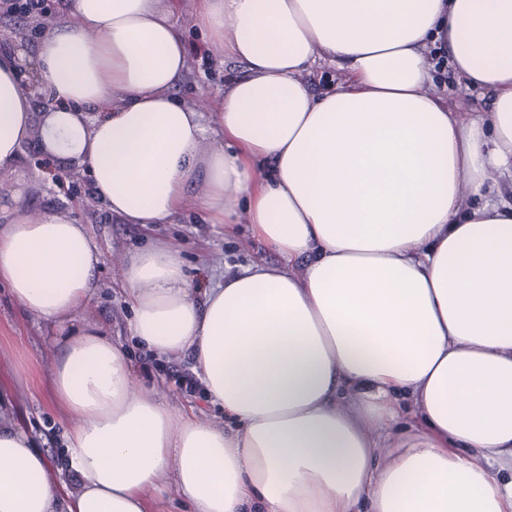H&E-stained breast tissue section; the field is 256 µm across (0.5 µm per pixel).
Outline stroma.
<instances>
[{
    "instance_id": "obj_1",
    "label": "stroma",
    "mask_w": 512,
    "mask_h": 512,
    "mask_svg": "<svg viewBox=\"0 0 512 512\" xmlns=\"http://www.w3.org/2000/svg\"><path fill=\"white\" fill-rule=\"evenodd\" d=\"M163 3L173 9L191 58L185 82L174 90L177 97L216 94L224 86L225 72L245 74L243 64L230 59L219 60L206 36L193 25L196 0H163ZM41 16H0V44H9L27 62H35V28ZM434 89L446 98L449 108L460 112H481L490 107L488 93L479 89L458 93L455 76L442 71L434 75ZM25 164L35 173L24 194L25 205L47 213L74 211L101 250V286L84 310V317L103 324L113 340L124 343L138 381L157 385L176 405H193L201 418L222 420V412L201 392L186 391L177 383L182 373L192 369L190 354L154 360L130 342L126 332L130 312L123 302L118 262L127 252L145 247L153 240H173L184 247L193 287L202 289L207 287L216 265L235 268L274 264L278 261L276 254L262 240L253 237L244 224L235 235L228 236L222 225L196 224L185 215L176 223L159 225L152 232H145L141 225L122 223L98 205L91 197L86 176L73 179L68 174L52 171L50 164L31 147L26 150ZM61 350V342L50 337L40 320L24 313L8 289L1 286L0 409L7 411L33 436L38 448L53 463L62 451L65 426L50 406L46 369Z\"/></svg>"
}]
</instances>
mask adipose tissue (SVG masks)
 I'll return each mask as SVG.
<instances>
[{
    "label": "adipose tissue",
    "instance_id": "1",
    "mask_svg": "<svg viewBox=\"0 0 512 512\" xmlns=\"http://www.w3.org/2000/svg\"><path fill=\"white\" fill-rule=\"evenodd\" d=\"M194 25L246 67L210 99L173 93L190 61L161 0H63L33 90L0 50V283L64 339L68 452L53 468L0 412V512H151L170 489L182 512H512V201L488 190L512 182V0H199ZM438 43L488 111L432 89ZM322 62L345 76L316 95ZM29 145L123 223L192 210L278 254L200 301L180 246L122 262L129 335L191 354L232 428L78 322L100 254L74 213L20 205Z\"/></svg>",
    "mask_w": 512,
    "mask_h": 512
}]
</instances>
